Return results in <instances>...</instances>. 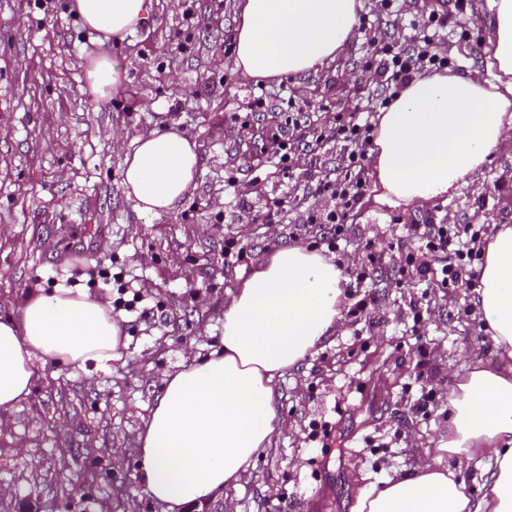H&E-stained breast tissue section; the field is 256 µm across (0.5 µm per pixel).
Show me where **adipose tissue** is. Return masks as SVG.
I'll list each match as a JSON object with an SVG mask.
<instances>
[{
	"label": "adipose tissue",
	"instance_id": "ef3b65f1",
	"mask_svg": "<svg viewBox=\"0 0 512 512\" xmlns=\"http://www.w3.org/2000/svg\"><path fill=\"white\" fill-rule=\"evenodd\" d=\"M485 68L417 75L378 114L371 151L376 202L422 205L477 174L512 137V0H486ZM89 29L122 38L147 18L146 0H71ZM362 0H237L234 68L255 80L301 78L335 62L356 35ZM200 171L198 146L162 127L135 139L122 187L138 211L176 208ZM344 272L299 245L282 247L241 277L224 310V352L170 375L138 436L145 491L171 512L215 497L250 475L282 431L275 379L337 326ZM470 301L499 352L476 360L448 392V426L413 470L365 489L356 512H512V225H496ZM121 318L86 292L28 296L0 316V410L34 383V361L119 358ZM448 456L481 458L471 493Z\"/></svg>",
	"mask_w": 512,
	"mask_h": 512
}]
</instances>
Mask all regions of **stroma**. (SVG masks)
Instances as JSON below:
<instances>
[{"instance_id":"stroma-1","label":"stroma","mask_w":512,"mask_h":512,"mask_svg":"<svg viewBox=\"0 0 512 512\" xmlns=\"http://www.w3.org/2000/svg\"><path fill=\"white\" fill-rule=\"evenodd\" d=\"M68 3L0 0V315L38 291L85 290L122 313L125 346L106 369L35 363L31 395L0 411V512H170L140 482L138 435L167 374L222 350L239 276L280 247L318 242L322 227L306 217L334 207L316 188L340 173L343 150L303 143L380 110L365 62L387 50L446 55L454 73L480 68L486 0H362L336 62L261 85L234 70L237 0H150L145 23L121 40L85 28ZM103 55L126 77L95 104L86 71ZM160 125L195 141L201 166L178 207L153 217L124 195L120 163ZM283 131L296 147L286 171L259 148ZM278 211L283 223H267ZM346 223L341 267L384 257L365 288L374 303L279 378L285 428L214 512H355L365 488L411 470L445 430L448 390L471 356L497 359L468 291L444 285L437 262L417 280L400 257L424 254L416 224H469L483 239L512 225V143L423 206L377 205L365 186ZM230 242L244 260L225 262ZM125 284L141 297L131 312Z\"/></svg>"}]
</instances>
